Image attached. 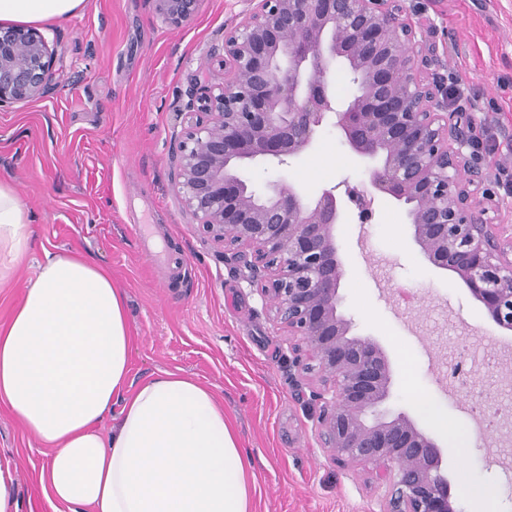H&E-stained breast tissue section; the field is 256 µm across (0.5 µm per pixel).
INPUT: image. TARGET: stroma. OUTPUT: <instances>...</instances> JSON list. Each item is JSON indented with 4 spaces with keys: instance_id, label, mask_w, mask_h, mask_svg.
I'll return each mask as SVG.
<instances>
[{
    "instance_id": "1",
    "label": "stroma",
    "mask_w": 512,
    "mask_h": 512,
    "mask_svg": "<svg viewBox=\"0 0 512 512\" xmlns=\"http://www.w3.org/2000/svg\"><path fill=\"white\" fill-rule=\"evenodd\" d=\"M423 41L468 96L463 112L493 148L487 176L512 169V0H406ZM247 0H203L175 27L152 0H86L78 16L41 26L55 49L45 97L0 108V181L12 184L34 228V253L76 252L126 293L134 344L130 377L182 372L211 386L250 455L254 512H380L368 468L320 446L312 384L293 367L288 339L250 286L185 212L171 184V152L192 74L210 63ZM256 188L284 180L312 197L367 178L332 127L284 167L244 172ZM339 293L354 331L374 338L392 368L391 414L416 416L427 396L471 435L444 472L465 512L470 487L488 486L512 512V417L477 432L470 411L512 407V332L499 328L453 273L410 239L405 205L381 199L371 223L337 225ZM162 248L168 262L151 261ZM0 457L16 465L20 512H51L39 473L44 449L0 404Z\"/></svg>"
}]
</instances>
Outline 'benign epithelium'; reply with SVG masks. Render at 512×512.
I'll return each mask as SVG.
<instances>
[{
	"mask_svg": "<svg viewBox=\"0 0 512 512\" xmlns=\"http://www.w3.org/2000/svg\"><path fill=\"white\" fill-rule=\"evenodd\" d=\"M154 2L179 26L201 0ZM251 2L212 50L221 76L196 74L184 92L189 119L172 153L174 191L201 234L243 263L294 363L313 376L321 447L371 470L381 512H463L442 470L449 449L409 415L378 413L390 396V363L340 311L336 225L351 204L365 221L379 197L406 205L424 258L512 331V225L495 223L496 194L465 152L466 114L448 111L445 76H427L432 60L405 0ZM336 61L353 88L345 99L330 78ZM54 62L39 30L0 26V106L42 97ZM329 124L370 189H324L308 200L293 184L260 191L244 177L253 163L283 166L306 153Z\"/></svg>",
	"mask_w": 512,
	"mask_h": 512,
	"instance_id": "1",
	"label": "benign epithelium"
}]
</instances>
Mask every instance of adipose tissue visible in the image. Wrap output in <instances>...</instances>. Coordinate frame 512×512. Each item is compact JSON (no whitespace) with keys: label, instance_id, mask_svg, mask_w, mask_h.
<instances>
[{"label":"adipose tissue","instance_id":"ef3b65f1","mask_svg":"<svg viewBox=\"0 0 512 512\" xmlns=\"http://www.w3.org/2000/svg\"><path fill=\"white\" fill-rule=\"evenodd\" d=\"M85 3L0 0V23L47 24ZM32 245L26 208L0 181V284ZM133 341L108 272L44 250L0 325V402L47 450L39 481L51 512H253L255 477L223 403L178 372L133 382Z\"/></svg>","mask_w":512,"mask_h":512}]
</instances>
